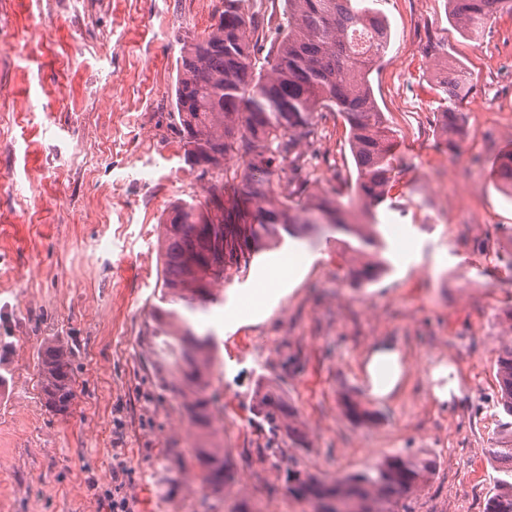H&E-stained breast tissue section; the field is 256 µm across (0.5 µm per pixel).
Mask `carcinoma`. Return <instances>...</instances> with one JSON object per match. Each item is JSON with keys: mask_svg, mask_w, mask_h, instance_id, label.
I'll return each mask as SVG.
<instances>
[{"mask_svg": "<svg viewBox=\"0 0 512 512\" xmlns=\"http://www.w3.org/2000/svg\"><path fill=\"white\" fill-rule=\"evenodd\" d=\"M364 0H285L278 23L246 14L242 0H224L214 28L183 42L175 88L173 123L184 148V162L214 183L202 201L174 204L160 224L163 259L162 299L171 308L153 317L169 327L174 341L170 388L189 389L190 421L209 427L212 414L205 395L213 336L198 335L177 309L207 310L221 302L214 289L230 282L258 252L280 243L282 234L313 239L330 224L357 239L343 242L348 273L372 281L384 262L377 227L350 219L357 206L385 199L393 174L394 145L383 113L372 96L369 75L389 41L379 13ZM459 27L479 35L498 11H512V0H448ZM270 41L263 51L260 41ZM336 112L349 127L357 177L347 201L310 192L309 156L304 147L317 136L318 118ZM493 174L512 187V150L498 155ZM233 195L215 203L225 188ZM72 350L59 340L43 348L38 364L45 406L68 412L76 397ZM500 408L497 436L489 456L499 463L494 492L485 512H512V342L495 361ZM257 413L273 435L295 448L307 447L306 434L288 400L259 379ZM204 480L224 484L223 449L198 448ZM433 457L396 453L376 467L332 484L287 471L299 499L313 512H392L403 496L429 480Z\"/></svg>", "mask_w": 512, "mask_h": 512, "instance_id": "carcinoma-1", "label": "carcinoma"}]
</instances>
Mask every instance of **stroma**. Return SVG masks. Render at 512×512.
<instances>
[{"label":"stroma","mask_w":512,"mask_h":512,"mask_svg":"<svg viewBox=\"0 0 512 512\" xmlns=\"http://www.w3.org/2000/svg\"><path fill=\"white\" fill-rule=\"evenodd\" d=\"M390 41L370 75L397 144L386 199L358 223L377 225L386 266L367 284L348 275L344 232L285 239L225 283L222 304L187 313L216 339L211 412L228 427L190 422L152 342L161 306L158 224L205 182L183 160L172 127L181 41L215 25L224 0H0V512H305L286 470L326 482L395 453L438 467L396 512H484L496 462L495 360L512 341V196L491 165L512 148V89L496 62L512 51V13L480 40L459 30L448 0H372ZM468 72L448 103L439 65ZM115 99L106 106L102 88ZM462 113L458 151L442 147L440 114ZM313 190L347 196L356 178L348 129L324 113L307 149ZM479 255L482 277L465 275ZM289 256L293 279H276ZM271 289L262 311L250 296ZM73 351L77 397L45 405V343ZM400 354L396 390L376 397L372 351ZM293 405L308 445L270 446L252 405L259 377ZM458 382L459 396L436 390ZM375 414L351 418L346 402ZM220 448L228 475L204 481L194 451Z\"/></svg>","instance_id":"1"}]
</instances>
